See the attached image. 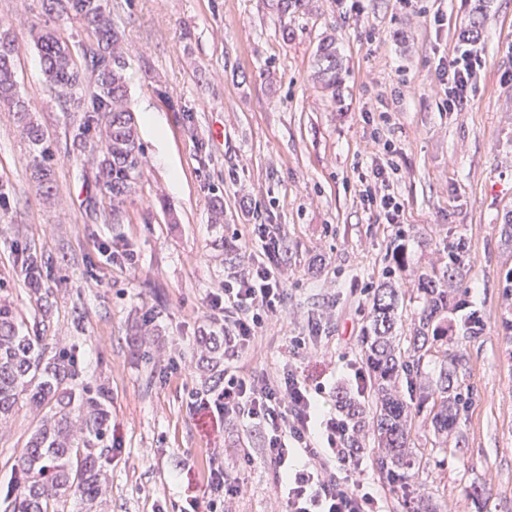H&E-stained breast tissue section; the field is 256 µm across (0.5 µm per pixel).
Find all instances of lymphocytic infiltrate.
<instances>
[{"instance_id": "obj_1", "label": "lymphocytic infiltrate", "mask_w": 512, "mask_h": 512, "mask_svg": "<svg viewBox=\"0 0 512 512\" xmlns=\"http://www.w3.org/2000/svg\"><path fill=\"white\" fill-rule=\"evenodd\" d=\"M473 36L440 59L437 82L446 110L461 111L482 66ZM394 160L373 169L363 181L362 201L379 223L398 224L404 205L393 190ZM266 261L226 280L211 293L210 308L224 319V355L254 345L260 330L282 312L280 278L273 264L280 240L270 225H257ZM215 407L226 419L251 424L260 434L261 453L276 469V491L267 512H384V499L363 476L362 449L353 447L346 417L323 412L315 392L291 369L256 378L228 370Z\"/></svg>"}]
</instances>
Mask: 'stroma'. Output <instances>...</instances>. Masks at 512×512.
Here are the masks:
<instances>
[{"instance_id": "1", "label": "stroma", "mask_w": 512, "mask_h": 512, "mask_svg": "<svg viewBox=\"0 0 512 512\" xmlns=\"http://www.w3.org/2000/svg\"><path fill=\"white\" fill-rule=\"evenodd\" d=\"M111 3L128 48L131 109L151 107L164 130L137 125L145 165L118 224L104 220L108 203L74 147L81 115L64 111L29 41L25 23L39 21L40 0H0L55 180L52 199L40 196L32 148L0 112V299L22 333L74 354L72 388L102 384L110 398L104 492L89 504L69 499L65 512H208L211 465L243 476L236 512H265L275 475L258 436L224 421L201 427L194 412L215 399L196 352L197 338L216 328L209 294L264 260L258 224L281 240L283 312L232 364L255 376L290 365L333 412L352 390L349 365L364 362L372 294L396 234L408 240L406 324L422 306L419 273L443 272L449 246L462 244L453 286L486 328L448 338L464 355L466 405L445 453L417 418L411 443L424 462L414 492L437 512H512V0H303L285 12L278 0ZM437 12L448 18L439 31L429 24ZM475 20L483 66L464 111L447 112L435 62ZM329 36L345 66L332 100L312 79ZM376 129L400 167V225L378 223L361 202L362 178L382 161L366 147ZM217 200L220 224L211 221ZM26 248L49 260L36 293L21 273ZM312 316L322 324L315 337ZM298 336L309 337L307 348L296 347ZM40 418L22 403L0 429V491ZM474 484L485 490L480 511Z\"/></svg>"}]
</instances>
